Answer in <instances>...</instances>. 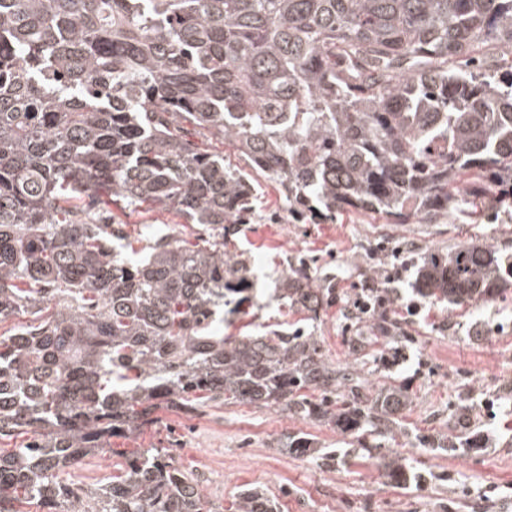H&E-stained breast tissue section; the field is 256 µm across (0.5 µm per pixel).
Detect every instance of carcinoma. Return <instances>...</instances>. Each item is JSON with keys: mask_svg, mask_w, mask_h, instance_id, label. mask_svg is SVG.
I'll use <instances>...</instances> for the list:
<instances>
[{"mask_svg": "<svg viewBox=\"0 0 512 512\" xmlns=\"http://www.w3.org/2000/svg\"><path fill=\"white\" fill-rule=\"evenodd\" d=\"M279 182L296 215L433 224L512 216V0H0V512H223L165 448L93 487L64 478L159 409L221 398L387 429L393 390L301 331L226 336L257 277L224 251L257 193L194 137ZM173 209L206 237L147 240L93 210ZM419 292L453 305L512 289V253L464 242L423 259ZM278 298L319 317L336 289L290 268ZM319 393L314 400L307 392ZM238 512H277L257 489Z\"/></svg>", "mask_w": 512, "mask_h": 512, "instance_id": "carcinoma-1", "label": "carcinoma"}]
</instances>
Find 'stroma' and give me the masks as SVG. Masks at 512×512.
<instances>
[{
	"label": "stroma",
	"mask_w": 512,
	"mask_h": 512,
	"mask_svg": "<svg viewBox=\"0 0 512 512\" xmlns=\"http://www.w3.org/2000/svg\"><path fill=\"white\" fill-rule=\"evenodd\" d=\"M260 200L247 224L226 237L265 287L275 288L291 265L306 260L318 279L331 278L336 303L317 321L275 301L243 304L227 315L228 336H256L285 326L316 337L324 359L350 365L372 399L398 388L407 405L391 434L361 439L325 419H299L256 404L216 401L197 411L160 412L131 437H116L108 453L90 454L70 470L85 486L104 482L144 448L168 449L176 465L191 471L206 498L237 512L242 490L258 487L277 512H512V291L487 303L448 305L424 301L422 314L406 319L399 306L389 315L396 338L359 344L374 314H346L353 286L382 279L395 248L415 259L466 241L494 242L512 252V223L493 217L469 224L452 217L437 224H384L362 215L322 224L297 218L281 186L256 174ZM131 236L144 227L193 239L198 228L179 212L149 204L111 208ZM307 434L318 452L284 451L286 437ZM476 439L473 448L430 450L422 439ZM405 464L422 481L396 482L392 468Z\"/></svg>",
	"instance_id": "1"
}]
</instances>
